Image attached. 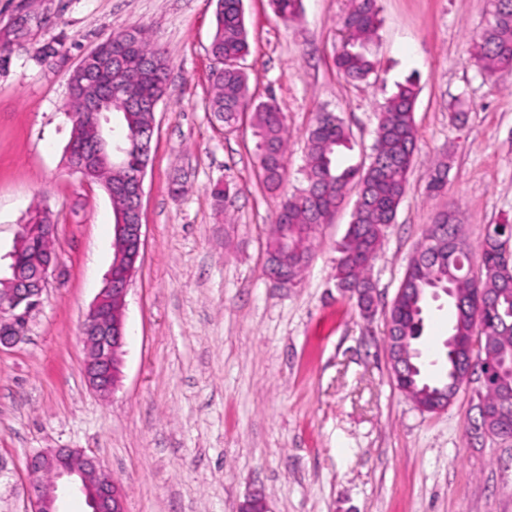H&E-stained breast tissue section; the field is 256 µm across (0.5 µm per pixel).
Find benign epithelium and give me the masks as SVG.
<instances>
[{"instance_id":"1","label":"benign epithelium","mask_w":512,"mask_h":512,"mask_svg":"<svg viewBox=\"0 0 512 512\" xmlns=\"http://www.w3.org/2000/svg\"><path fill=\"white\" fill-rule=\"evenodd\" d=\"M85 79L98 87L93 97L80 99V111H74L71 98H66L64 110L73 124L90 118L96 128L93 157L101 165L112 164V127L110 116L104 114L102 98L112 91V85L97 80L82 60L77 67ZM147 168L124 177L121 190L132 200L134 212L141 213L144 178ZM142 224H130L126 211L117 212L112 247L115 257L80 329L85 349L82 372L88 385L99 396L109 397L120 376L121 355L126 344L124 319L125 297L137 272V262L142 248ZM55 257H50L37 273V286L19 268L11 267L10 275L0 277L3 299L0 300V346L13 347L27 339L28 325L33 312L41 303L50 269ZM29 471L50 477L47 484H33V512H58L59 482L65 478L76 481L85 495L91 512H126V494L120 484L106 471L100 461L77 448H54L39 451L28 462ZM239 512H268L265 498L260 494L249 495L240 505Z\"/></svg>"}]
</instances>
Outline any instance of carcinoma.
Segmentation results:
<instances>
[{
    "mask_svg": "<svg viewBox=\"0 0 512 512\" xmlns=\"http://www.w3.org/2000/svg\"><path fill=\"white\" fill-rule=\"evenodd\" d=\"M275 12L288 20L296 18L302 0H271ZM378 0H352L343 21L346 39L336 55L335 65L347 79L362 81L377 73L378 62L368 45L380 24ZM112 55H132L139 65L125 74L124 99H114L112 113L119 118L116 136L125 139L122 161L127 170H135L150 160L141 154L139 142L127 136L147 128L153 121L150 112L127 106L128 101L145 102L161 98L166 92L169 60L156 48L144 31H135V41L119 32L107 39ZM242 0H217L216 32L210 52L215 61L212 71L214 94L210 111L228 128L238 119L241 106L252 101L248 75L241 60L249 54ZM473 59L480 70L488 73L512 72V0H493L491 20L473 42ZM419 88L408 79L381 104L377 136L369 164L360 169L338 166L336 155L348 146L349 133L344 121L333 112L318 113L307 134L302 174L304 184L297 192L280 196L275 213L268 251H278L288 262L291 280H298L310 261L308 241L314 228L333 216L345 191L353 188L357 199L351 222L336 259L337 287L357 299L363 312L373 304L374 284L369 277L386 229L393 223L406 192L408 174L416 152L414 107ZM251 126L257 139L256 156L263 169V184L272 194L278 192L288 177V140L284 113L274 100L256 104L251 112ZM429 229L414 257L390 308L389 335L401 336L408 347L405 365L391 367L398 389L411 401L428 409L443 398L453 401L464 381L459 372L466 370L465 346L481 326L484 336L497 354L512 357V285L497 275L501 264L512 266V252L504 242L512 238V224H493L484 230L479 244L483 272L481 279L471 277V249L461 235V226L453 211L442 213ZM50 244L40 234H31L16 250V262L31 270L41 265ZM452 288L449 298L454 317L448 338L437 359L439 373L430 377L420 362L417 348L424 329V312L431 292ZM502 382L489 375L476 398L484 401L488 417L469 421L470 437L485 427L489 438H512V404L499 403Z\"/></svg>",
    "mask_w": 512,
    "mask_h": 512,
    "instance_id": "1",
    "label": "carcinoma"
}]
</instances>
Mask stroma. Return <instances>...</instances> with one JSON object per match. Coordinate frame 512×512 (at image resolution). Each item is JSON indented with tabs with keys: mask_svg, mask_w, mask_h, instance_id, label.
<instances>
[{
	"mask_svg": "<svg viewBox=\"0 0 512 512\" xmlns=\"http://www.w3.org/2000/svg\"><path fill=\"white\" fill-rule=\"evenodd\" d=\"M351 0H303L299 17L243 0L255 100L275 99L288 130V179L302 185L317 113L350 132L342 166L367 164L377 111L396 83L420 92L415 163L370 269L363 316L336 286L345 200L313 235L294 288L265 274L279 198L264 187L250 120L225 133L208 109L216 0H0V272L30 207L52 215L56 265L26 341L0 349V512H31L27 462L46 448L96 456L126 490L127 512H237L262 491L269 512H512V441L470 438L474 387L447 411L417 410L392 379L389 310L436 214L455 206L477 248L512 222V74L476 66L488 0H378L377 75L336 68ZM144 30L170 61L144 180V247L126 296L121 380L99 397L81 370L79 330L112 263V203L65 166L62 108L80 60L113 34ZM466 97L461 118L455 100ZM449 167L444 191L427 185ZM231 184L228 209L212 197ZM430 302L419 348L448 335Z\"/></svg>",
	"mask_w": 512,
	"mask_h": 512,
	"instance_id": "1",
	"label": "stroma"
}]
</instances>
